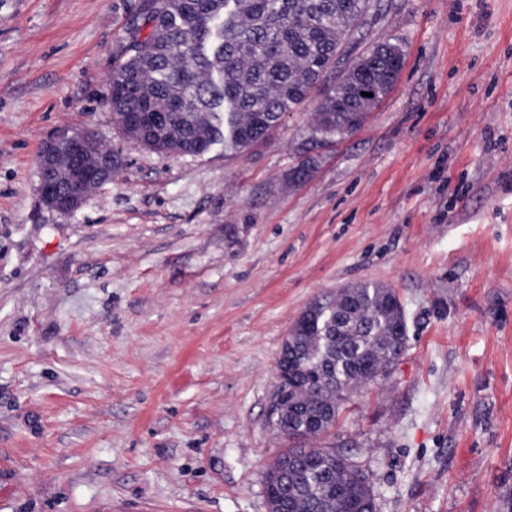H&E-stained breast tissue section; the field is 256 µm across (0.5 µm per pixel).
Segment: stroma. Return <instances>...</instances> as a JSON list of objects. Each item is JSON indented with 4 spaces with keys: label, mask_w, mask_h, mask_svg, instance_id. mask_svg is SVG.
<instances>
[{
    "label": "stroma",
    "mask_w": 512,
    "mask_h": 512,
    "mask_svg": "<svg viewBox=\"0 0 512 512\" xmlns=\"http://www.w3.org/2000/svg\"><path fill=\"white\" fill-rule=\"evenodd\" d=\"M146 0H0V512H268L276 360L316 299L394 288L409 340L317 446L378 512L512 492V0H380L344 48L405 65L357 132L313 91L266 139L134 145L109 75ZM94 129L118 164L68 216L39 158ZM307 164L309 175L294 172Z\"/></svg>",
    "instance_id": "1"
}]
</instances>
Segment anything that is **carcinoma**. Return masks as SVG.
<instances>
[{"mask_svg": "<svg viewBox=\"0 0 512 512\" xmlns=\"http://www.w3.org/2000/svg\"><path fill=\"white\" fill-rule=\"evenodd\" d=\"M373 8L374 0H148L129 56L110 74L112 115L157 114L154 128L123 132L161 153L242 151L319 87L315 131L337 142L364 125L404 63L396 45L347 61L344 39ZM403 321L396 291L379 283L312 303L277 360L288 387L271 430L292 442L326 432L351 391L400 358ZM265 476L269 512H377L362 471L334 448H289Z\"/></svg>", "mask_w": 512, "mask_h": 512, "instance_id": "carcinoma-1", "label": "carcinoma"}]
</instances>
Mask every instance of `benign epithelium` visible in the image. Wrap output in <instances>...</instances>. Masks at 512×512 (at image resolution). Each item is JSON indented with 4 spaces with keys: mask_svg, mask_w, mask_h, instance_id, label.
I'll return each mask as SVG.
<instances>
[{
    "mask_svg": "<svg viewBox=\"0 0 512 512\" xmlns=\"http://www.w3.org/2000/svg\"><path fill=\"white\" fill-rule=\"evenodd\" d=\"M101 145L97 132L91 129L61 130L45 143L39 171L43 204L70 215L91 189L112 177L117 159L112 156V149H103Z\"/></svg>",
    "mask_w": 512,
    "mask_h": 512,
    "instance_id": "benign-epithelium-1",
    "label": "benign epithelium"
}]
</instances>
